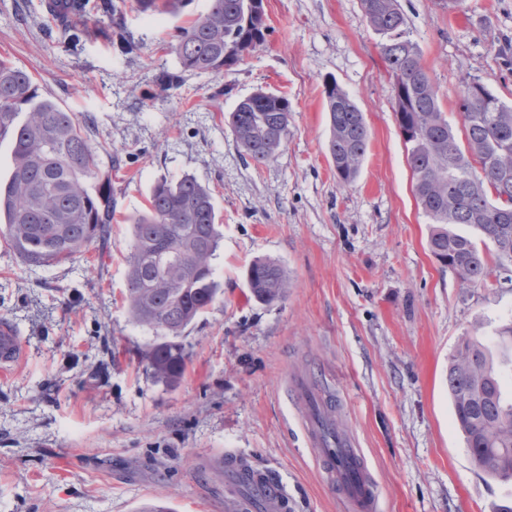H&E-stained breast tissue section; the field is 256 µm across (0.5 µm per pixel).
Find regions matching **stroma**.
<instances>
[{
  "instance_id": "obj_1",
  "label": "stroma",
  "mask_w": 512,
  "mask_h": 512,
  "mask_svg": "<svg viewBox=\"0 0 512 512\" xmlns=\"http://www.w3.org/2000/svg\"><path fill=\"white\" fill-rule=\"evenodd\" d=\"M45 0H0V58L30 73L40 97L92 116L91 138L114 156L118 220L107 244L72 262L28 268L0 236V317L25 360L0 373V512H225L233 453L282 485L287 512H345L300 427L306 409L286 383L329 388L358 438L382 512H498L512 483L473 466L448 398V358L468 336L495 344L512 323V278L464 285L428 249L429 223L396 115L381 36L359 0H263L265 45L219 77L181 72L176 17L148 20L123 0L139 48L103 36L65 51ZM409 35L455 128L464 82L512 102V0H399ZM175 98L150 103L162 71ZM336 78L366 115L356 181L336 180L323 84ZM262 88L287 96L288 141L257 167L228 125ZM212 189L223 235V292L183 333L190 351L175 388L139 356L153 337L122 300L128 215L163 177ZM281 263L288 295L251 299L247 270Z\"/></svg>"
}]
</instances>
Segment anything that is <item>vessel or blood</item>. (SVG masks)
I'll use <instances>...</instances> for the list:
<instances>
[{
    "mask_svg": "<svg viewBox=\"0 0 512 512\" xmlns=\"http://www.w3.org/2000/svg\"><path fill=\"white\" fill-rule=\"evenodd\" d=\"M23 359V351L14 326L0 319V366L10 368ZM289 390L312 405L314 414L308 417L304 429L314 456L319 460L330 485L343 494L349 512H379L380 491L355 436L337 434L328 437V416L332 411L328 395L319 393L302 378L289 381ZM224 476L232 488H248L253 496L229 504L228 512H251L254 500H261L267 512H281L285 493L280 484L266 473L249 470L234 455L224 457Z\"/></svg>",
    "mask_w": 512,
    "mask_h": 512,
    "instance_id": "1",
    "label": "vessel or blood"
}]
</instances>
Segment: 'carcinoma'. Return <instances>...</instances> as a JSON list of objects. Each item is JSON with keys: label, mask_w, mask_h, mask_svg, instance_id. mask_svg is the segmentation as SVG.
I'll return each mask as SVG.
<instances>
[{"label": "carcinoma", "mask_w": 512, "mask_h": 512, "mask_svg": "<svg viewBox=\"0 0 512 512\" xmlns=\"http://www.w3.org/2000/svg\"><path fill=\"white\" fill-rule=\"evenodd\" d=\"M194 0H135L146 16H180ZM67 12L63 44L78 46L90 33L83 20L86 0H52ZM381 51L405 97H395V115L414 178V194L430 221L433 256L466 285H481L512 266V105L478 78L497 102L461 93L463 136L442 112L437 90L405 28L398 0H360ZM98 11L112 17L110 35L128 52L136 44L123 10L100 0ZM264 8L252 0H208V8L178 26L172 49L181 70L222 76L266 43ZM180 87L175 75L159 78L154 100L169 101ZM329 121L327 151L340 185L352 184L365 160L370 133L365 113L334 80L324 84ZM288 98L258 89L230 113L229 125L244 155L257 167L273 161L288 139ZM0 139L12 144L10 173L0 179V225L14 252L29 266L70 262L94 240L110 235L116 208L112 176L92 142L88 118L38 98L32 76L0 59ZM132 224L125 300L131 319L156 339L140 350L153 378L168 387L181 381L190 357L178 340L221 291L212 261L221 238L209 186L192 175L162 178L144 209L126 217ZM466 226L471 233H460ZM492 245L495 265L477 242ZM251 298L270 304L288 290L286 270L274 260L248 268ZM448 394L474 467L512 480V399L502 391L488 347L462 342L448 358Z\"/></svg>", "instance_id": "cac0c4a2"}]
</instances>
